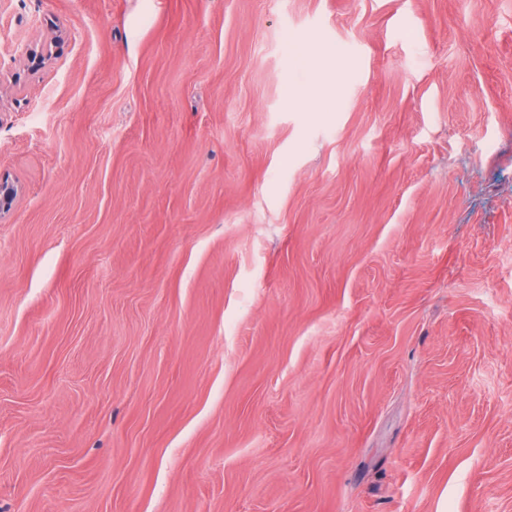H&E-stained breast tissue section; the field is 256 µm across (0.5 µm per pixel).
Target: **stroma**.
I'll use <instances>...</instances> for the list:
<instances>
[{
	"label": "stroma",
	"instance_id": "1",
	"mask_svg": "<svg viewBox=\"0 0 512 512\" xmlns=\"http://www.w3.org/2000/svg\"><path fill=\"white\" fill-rule=\"evenodd\" d=\"M0 59V512H512V0H0Z\"/></svg>",
	"mask_w": 512,
	"mask_h": 512
}]
</instances>
